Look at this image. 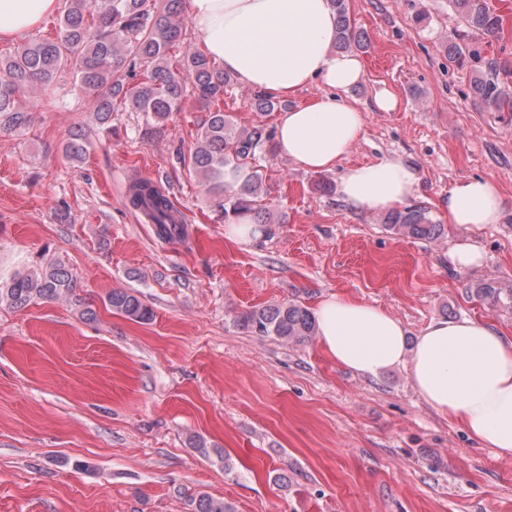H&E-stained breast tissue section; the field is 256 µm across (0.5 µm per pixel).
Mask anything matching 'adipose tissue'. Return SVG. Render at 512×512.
<instances>
[{"label":"adipose tissue","instance_id":"1","mask_svg":"<svg viewBox=\"0 0 512 512\" xmlns=\"http://www.w3.org/2000/svg\"><path fill=\"white\" fill-rule=\"evenodd\" d=\"M57 0H0V38L27 31L56 9ZM204 52L246 86L290 97L314 83L325 91L281 113L278 151L300 168H342L341 194L350 205L387 211L410 199L417 183L403 160L343 167L364 131V115L344 94L363 77L359 58L339 53L330 0H189ZM502 195L489 179H470L448 192L452 224H497ZM318 340L354 373L378 376L405 364L422 400L460 422L472 440L512 457V344L474 320L431 321L414 347L403 323L386 311L330 296L315 308Z\"/></svg>","mask_w":512,"mask_h":512}]
</instances>
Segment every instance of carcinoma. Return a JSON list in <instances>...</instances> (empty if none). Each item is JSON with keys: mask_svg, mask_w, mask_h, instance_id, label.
Instances as JSON below:
<instances>
[{"mask_svg": "<svg viewBox=\"0 0 512 512\" xmlns=\"http://www.w3.org/2000/svg\"><path fill=\"white\" fill-rule=\"evenodd\" d=\"M57 35L52 40L28 42L0 58V130L26 133L36 104L26 106L21 95L40 86L49 87L62 73L69 72L90 98L97 125L110 127L112 115L125 109L146 116L144 136L162 133L172 113L181 111L187 94H192L206 113L199 125L189 155H181L188 169L199 174L214 202L218 219L228 223L248 216L255 224H270V213L256 207L263 190V175L252 167L256 158L275 147L274 130L265 124L236 131L220 108L231 76L215 66L203 52L185 45L183 0H67ZM338 16L335 48L355 51L365 48L362 33L351 27L348 0H330ZM469 29L487 36L503 30V19L485 0H453ZM481 58L475 47L448 39V59L459 66ZM498 62L487 63L474 89L484 105L496 112H512V96L498 81ZM260 112H273L279 103L265 92L252 98ZM82 135H74L64 146L74 161L86 155ZM246 171L244 180L231 187L224 183V168ZM128 201L157 227L161 237L182 233L184 221L168 196L150 181L129 189ZM382 223L397 234L436 239L444 233L420 207L395 209ZM75 288L73 273L60 262L32 265L0 279V304L22 308L35 300H59ZM477 298L491 306H512V288L482 281L473 288ZM112 311L147 324L153 311L127 289L107 295ZM241 326L259 336H276L302 343L315 334V320L304 306L284 301L255 308L241 319ZM195 512H235L233 505L201 494Z\"/></svg>", "mask_w": 512, "mask_h": 512, "instance_id": "cac0c4a2", "label": "carcinoma"}]
</instances>
